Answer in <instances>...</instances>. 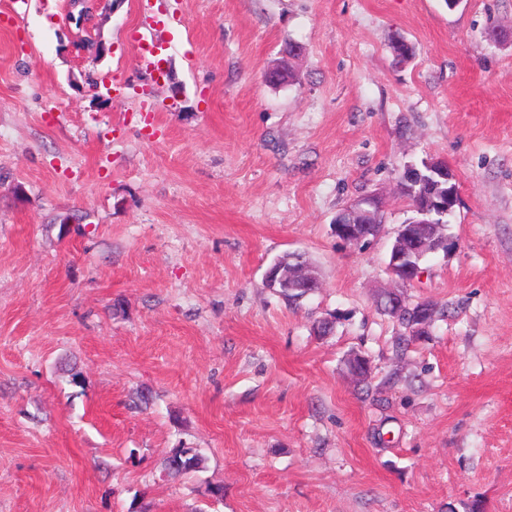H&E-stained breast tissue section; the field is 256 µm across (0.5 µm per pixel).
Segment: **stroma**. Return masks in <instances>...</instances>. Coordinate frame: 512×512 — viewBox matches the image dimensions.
Returning a JSON list of instances; mask_svg holds the SVG:
<instances>
[{
  "label": "stroma",
  "instance_id": "stroma-1",
  "mask_svg": "<svg viewBox=\"0 0 512 512\" xmlns=\"http://www.w3.org/2000/svg\"><path fill=\"white\" fill-rule=\"evenodd\" d=\"M71 10L0 0V512H512V0ZM430 159L455 245L402 351L377 295ZM366 196L381 230L344 244ZM292 251L321 280L293 302L264 283ZM178 447L202 469L169 477ZM428 174H422L417 168L410 167L405 171L403 189L425 197L438 196L441 199L438 214L445 216L451 212L458 198L456 176L448 169V165L440 160L424 164ZM381 206L375 198L360 199L342 209L335 218L333 232L347 244L359 245L378 235L382 224H371L380 214Z\"/></svg>",
  "mask_w": 512,
  "mask_h": 512
}]
</instances>
